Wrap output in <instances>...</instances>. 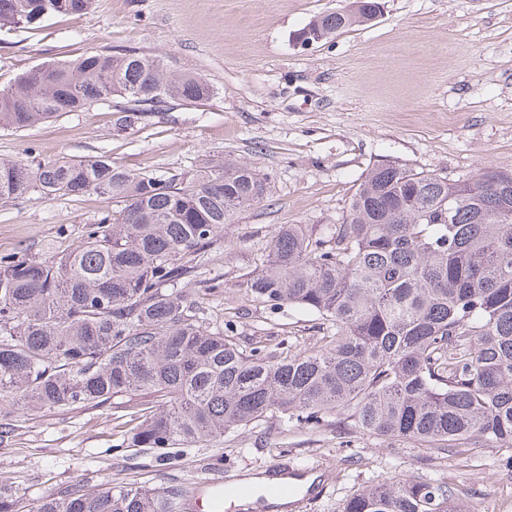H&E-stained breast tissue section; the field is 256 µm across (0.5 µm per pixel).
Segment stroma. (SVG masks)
Listing matches in <instances>:
<instances>
[{"label":"stroma","mask_w":512,"mask_h":512,"mask_svg":"<svg viewBox=\"0 0 512 512\" xmlns=\"http://www.w3.org/2000/svg\"><path fill=\"white\" fill-rule=\"evenodd\" d=\"M352 0H95L85 17L51 15L0 28V90L47 62L94 50L158 56L174 74L207 80L209 99L167 100L140 122L115 124L107 98L24 130L0 128V160L27 163L110 156L137 172H192L203 160L238 161L269 178L263 202L225 224L195 277L189 300L213 331L232 325L243 349L319 342L320 317L295 306L251 302L242 286L268 238L285 224L341 223L364 176L396 162L454 178L512 170V0H383L376 21L309 48L295 34ZM120 203L91 194L33 193L0 203V257L52 259L77 247L86 225ZM0 444V484L19 512L74 485L134 482L192 492L213 480L271 474L281 464L317 469L326 494L286 512H341L346 499L395 474L449 483L468 512H512V448H474L452 459L411 440L387 441L344 427L282 435L246 429L169 449L127 441L135 404L68 411L12 410Z\"/></svg>","instance_id":"35a3bbf8"}]
</instances>
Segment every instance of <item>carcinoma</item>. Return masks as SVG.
Masks as SVG:
<instances>
[{
	"label": "carcinoma",
	"mask_w": 512,
	"mask_h": 512,
	"mask_svg": "<svg viewBox=\"0 0 512 512\" xmlns=\"http://www.w3.org/2000/svg\"><path fill=\"white\" fill-rule=\"evenodd\" d=\"M94 0H0V27L86 15ZM353 0L303 30L325 36L372 20ZM211 85L171 75L156 56L88 51L18 76L0 91V127L25 129L118 96L116 125L166 99L199 103ZM267 178L225 163L188 175L133 172L100 155L34 166L0 161V201L97 194L123 204L51 260L0 257V405L29 411L133 399L129 445L162 451L276 418L281 432L331 425L424 448H512V170L452 179L381 163L340 224L320 236L284 224L244 282L254 302L318 315L311 349L281 340L245 350L205 326L180 284ZM182 490L77 485L36 512H177ZM18 497L0 485V512ZM342 512H465L454 488L395 477L350 496Z\"/></svg>",
	"instance_id": "carcinoma-1"
}]
</instances>
